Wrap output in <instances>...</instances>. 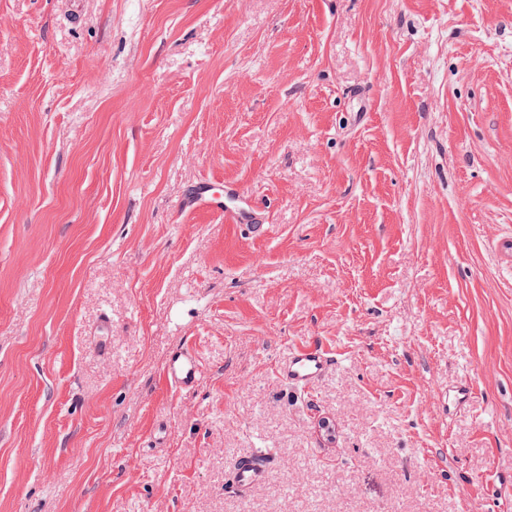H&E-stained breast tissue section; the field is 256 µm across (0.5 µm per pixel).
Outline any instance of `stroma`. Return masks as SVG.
I'll return each mask as SVG.
<instances>
[{"mask_svg": "<svg viewBox=\"0 0 512 512\" xmlns=\"http://www.w3.org/2000/svg\"><path fill=\"white\" fill-rule=\"evenodd\" d=\"M505 237L512 0H0V512H512ZM204 375L196 350L189 344L172 349L165 362L163 379L169 386L189 391L195 388ZM334 361L325 350L317 345L296 346L280 365V374L289 384L303 388L314 382ZM269 457L260 450L248 451L238 457L231 468L232 487L242 496L265 478Z\"/></svg>", "mask_w": 512, "mask_h": 512, "instance_id": "1", "label": "stroma"}]
</instances>
